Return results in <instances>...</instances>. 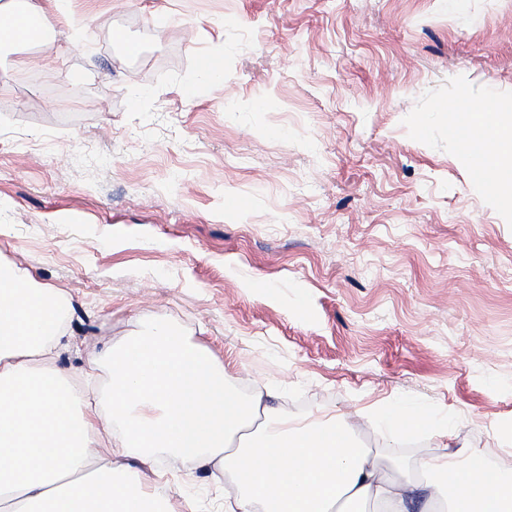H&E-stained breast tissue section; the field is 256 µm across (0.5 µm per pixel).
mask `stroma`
<instances>
[{
	"label": "stroma",
	"mask_w": 512,
	"mask_h": 512,
	"mask_svg": "<svg viewBox=\"0 0 512 512\" xmlns=\"http://www.w3.org/2000/svg\"><path fill=\"white\" fill-rule=\"evenodd\" d=\"M70 8L0 50V263L70 306L57 369L160 321L284 415L412 400V435L354 433L391 475L446 415L457 445L512 444V209L461 149L469 111L512 113V0ZM128 466L200 512L237 492L189 457Z\"/></svg>",
	"instance_id": "obj_1"
}]
</instances>
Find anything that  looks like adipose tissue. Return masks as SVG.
Wrapping results in <instances>:
<instances>
[{"mask_svg": "<svg viewBox=\"0 0 512 512\" xmlns=\"http://www.w3.org/2000/svg\"><path fill=\"white\" fill-rule=\"evenodd\" d=\"M471 122L512 153V119L480 109ZM71 336L59 292L0 265V512H198L167 481L130 474L127 460L157 452L230 473L240 494L227 512H512L511 452L483 471L481 451L451 448L391 477L345 416L290 420L242 398L205 346L160 322L105 350L104 408L49 365Z\"/></svg>", "mask_w": 512, "mask_h": 512, "instance_id": "1", "label": "adipose tissue"}]
</instances>
